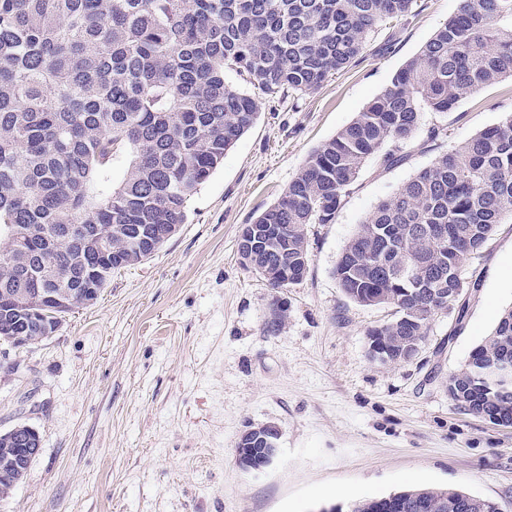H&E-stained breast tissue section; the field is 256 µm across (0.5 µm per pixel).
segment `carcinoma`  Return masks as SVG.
<instances>
[{
	"mask_svg": "<svg viewBox=\"0 0 512 512\" xmlns=\"http://www.w3.org/2000/svg\"><path fill=\"white\" fill-rule=\"evenodd\" d=\"M413 0H0V340L32 335L30 312L61 326L66 311L36 302L105 288L187 219V203L255 124L258 103L228 83L232 69L269 98L312 94L356 61L370 34L407 16ZM512 77V0H461L459 11L336 136L307 157L281 198L254 220L275 224L242 265L273 289L309 269L308 226L331 224L367 161L405 160L423 110L447 114ZM125 177L112 182L117 152ZM512 222V114L460 150L443 151L359 225L334 269L343 295L389 305L368 331L369 356L423 342L432 296L467 288L464 266ZM112 227L104 247L66 234ZM146 225L150 242L127 229ZM512 307L448 377L463 410L512 424ZM20 438L0 437V484ZM498 512L460 489H403L350 512Z\"/></svg>",
	"mask_w": 512,
	"mask_h": 512,
	"instance_id": "obj_1",
	"label": "carcinoma"
}]
</instances>
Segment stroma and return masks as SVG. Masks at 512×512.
<instances>
[{
	"mask_svg": "<svg viewBox=\"0 0 512 512\" xmlns=\"http://www.w3.org/2000/svg\"><path fill=\"white\" fill-rule=\"evenodd\" d=\"M461 0H414L355 64L315 93L260 100L255 125L189 201L151 257L114 272L58 331L0 356V432L34 428L41 447L0 512H319L405 488L461 489L512 512V426L459 408L448 376L512 306V223L468 262L463 314L436 316L410 361L368 356L385 306L346 299L336 260L383 200L426 167L429 128L462 149L512 114V80L425 111L405 161L362 169L336 219L308 228L309 270L273 290L238 253L244 224L274 204L308 155L348 125L414 58ZM288 319L264 332L276 298ZM277 423L279 459L253 475L235 446Z\"/></svg>",
	"mask_w": 512,
	"mask_h": 512,
	"instance_id": "35a3bbf8",
	"label": "stroma"
}]
</instances>
